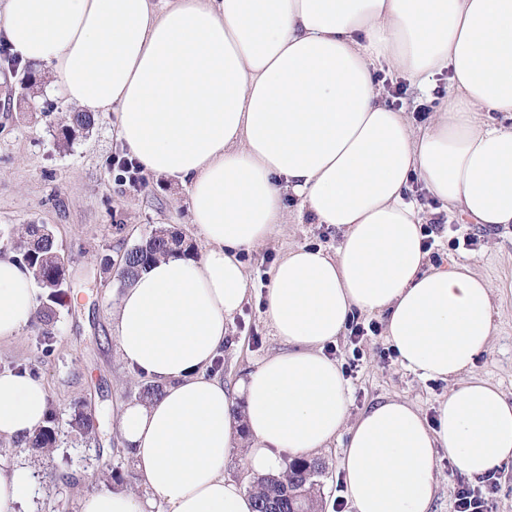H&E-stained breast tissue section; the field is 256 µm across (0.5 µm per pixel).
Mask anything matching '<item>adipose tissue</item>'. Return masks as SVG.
<instances>
[{"mask_svg":"<svg viewBox=\"0 0 512 512\" xmlns=\"http://www.w3.org/2000/svg\"><path fill=\"white\" fill-rule=\"evenodd\" d=\"M0 39L45 66L79 111L116 114L143 170L189 189L200 257H168L123 292L112 323L120 362L163 388L126 404L117 430L151 498L169 512H254L224 476L244 445L252 472L280 474L345 437L355 512H430L441 456L472 479L512 462V400L473 377L493 329V286L471 264L432 265L420 182L466 223L512 227V0H0ZM395 72L450 90L417 126L386 100ZM291 191L342 233L335 255L289 249L265 317L287 351L226 389L209 368L247 295L242 251L284 223ZM37 311L30 270L0 255V341ZM380 314L400 363L450 380L428 422L392 397L350 418V391L324 353L352 315ZM243 416H236V403ZM47 388L0 372V440L32 436ZM36 475L0 459V512H21ZM78 512H145L99 486Z\"/></svg>","mask_w":512,"mask_h":512,"instance_id":"ef3b65f1","label":"adipose tissue"}]
</instances>
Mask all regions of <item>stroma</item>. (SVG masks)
Returning <instances> with one entry per match:
<instances>
[{"label": "stroma", "mask_w": 512, "mask_h": 512, "mask_svg": "<svg viewBox=\"0 0 512 512\" xmlns=\"http://www.w3.org/2000/svg\"><path fill=\"white\" fill-rule=\"evenodd\" d=\"M36 73L40 89L19 104L24 68L0 60V233L47 225L65 259L66 296L56 308L51 345H40L35 325L25 326L17 339L0 342V372L26 370L44 381L48 405L56 414L57 440L51 448L0 441V457L34 468L33 512H77L79 494L103 484L143 491L116 430L120 404L136 398L138 388L118 362L110 338L112 310L123 290L115 269L126 250L160 226L177 229L196 252H203L205 243L189 220L187 186L152 173L135 190L118 181L108 160L125 146L113 119L98 117L89 134L77 137L68 149L57 148L54 133L73 106L52 91L47 68ZM410 199L433 211L441 226L430 250L431 264L467 261L492 282L495 331L474 374L512 397V228L491 233L463 223L426 192L411 193ZM283 202L285 224L263 245L241 254L249 272L248 299L228 324L217 370L230 389L265 357L287 348L263 314L273 266L298 246L335 254L342 240L336 228L298 223L300 205L293 194L284 193ZM467 235L477 237L476 250L457 247V239ZM324 352L349 367V412L354 418L383 398L399 396L432 420L438 400L448 391V381L424 379L404 368L380 333L366 336L356 348L348 333H341ZM78 407L92 414L98 426L95 438L84 439L70 428ZM342 449L336 442L318 455L325 465L319 479L322 512H353L339 467ZM464 487L485 499L486 512H512V463L501 466L489 482L470 479L440 460L431 512H455Z\"/></svg>", "instance_id": "obj_1"}]
</instances>
